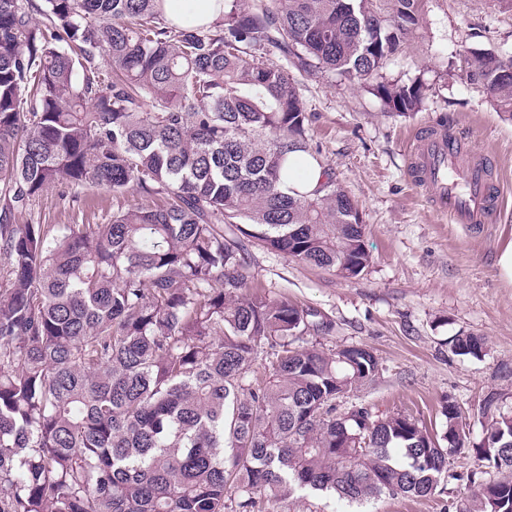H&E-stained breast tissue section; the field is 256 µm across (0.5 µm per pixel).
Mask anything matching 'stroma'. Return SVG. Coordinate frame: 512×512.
<instances>
[{
	"mask_svg": "<svg viewBox=\"0 0 512 512\" xmlns=\"http://www.w3.org/2000/svg\"><path fill=\"white\" fill-rule=\"evenodd\" d=\"M424 24L381 70L382 81H420V110L399 114L370 81L290 66L277 48L262 57L287 65L308 112L312 149L332 168L354 200L372 260L358 277L345 279L251 244L252 284L285 296L333 320L324 349L370 348L380 361L375 379L345 395L380 414L401 413L439 432L443 400L461 409L470 442H479V408L492 392L512 407V285L502 279L499 254L512 240V120L484 88L469 80L471 52L512 56V5L507 0H424ZM450 126L467 146L487 152L503 190L499 215L471 229L442 222L408 173L411 135L426 126ZM112 214L111 193L58 187L34 203L43 224H98ZM485 339L484 356H458L450 337ZM469 451L448 458L456 481L422 498L384 496L362 512H448L465 492L461 475L477 469Z\"/></svg>",
	"mask_w": 512,
	"mask_h": 512,
	"instance_id": "35a3bbf8",
	"label": "stroma"
}]
</instances>
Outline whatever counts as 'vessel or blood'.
I'll use <instances>...</instances> for the list:
<instances>
[{"label": "vessel or blood", "instance_id": "vessel-or-blood-1", "mask_svg": "<svg viewBox=\"0 0 512 512\" xmlns=\"http://www.w3.org/2000/svg\"><path fill=\"white\" fill-rule=\"evenodd\" d=\"M463 149L462 138L442 129L416 136L409 155L412 180L449 223L485 224L500 204V185L488 174L486 155L466 157Z\"/></svg>", "mask_w": 512, "mask_h": 512}]
</instances>
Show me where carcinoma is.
<instances>
[{
    "instance_id": "cac0c4a2",
    "label": "carcinoma",
    "mask_w": 512,
    "mask_h": 512,
    "mask_svg": "<svg viewBox=\"0 0 512 512\" xmlns=\"http://www.w3.org/2000/svg\"><path fill=\"white\" fill-rule=\"evenodd\" d=\"M279 2L229 0L185 26L164 0H0V512H275L298 492L364 504L462 480L458 406L443 401L438 434L343 405L378 358L292 346L333 322L250 291L245 245L343 278L369 266L288 70L256 52L367 80L422 26L423 0ZM467 65L512 119V58ZM376 91L399 113L423 99L417 82ZM299 155L323 169L311 195L283 187ZM61 185L146 203L16 223ZM496 401L472 451L499 477L468 475L456 512H512V410Z\"/></svg>"
}]
</instances>
